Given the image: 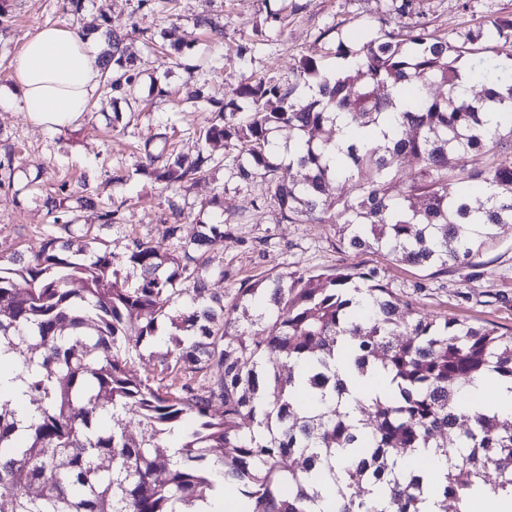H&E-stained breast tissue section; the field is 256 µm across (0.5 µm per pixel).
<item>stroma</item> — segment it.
<instances>
[{"instance_id": "obj_1", "label": "stroma", "mask_w": 512, "mask_h": 512, "mask_svg": "<svg viewBox=\"0 0 512 512\" xmlns=\"http://www.w3.org/2000/svg\"><path fill=\"white\" fill-rule=\"evenodd\" d=\"M415 7L422 20L453 38L468 32L471 19L489 33L498 18L512 15V0H416ZM281 11L286 20L272 21V14ZM203 14L224 26L220 53H212L204 28L197 24ZM106 18L136 56L134 101L113 104L93 97L77 124L57 131L33 126L21 110L0 108V159L11 156L14 169L11 183L0 185L1 266H9L16 252L38 251L53 232L56 196L51 186L66 180L71 196L64 204L75 230H90L96 248L119 258L136 238L176 253V243L165 238L162 225L173 202L182 210V237H192L201 221L223 224L224 243L210 253L208 280L228 296L244 281L274 270L375 267L394 293L411 302L417 317L448 316L512 328V224L485 244L468 268L419 269L371 249L344 248L331 225L282 220L264 186L244 187L224 168H213L205 180L171 193L140 167L147 151L195 157L199 134L213 114L203 104L185 100V83L206 76L211 93L220 97L245 76L291 81L299 54L324 29L335 28L337 38L350 45L362 26L396 29L391 0H174L168 13L139 7L138 0H85L77 15L64 10L63 0H11L0 23V95L19 97L11 63L38 29L93 30ZM167 28L189 42L175 65L145 44L147 36ZM244 44L250 46L249 54H240ZM155 80L167 84L169 95L150 94ZM87 193L119 210L121 223L101 224L94 211L80 208L77 199ZM216 195L222 201L218 208L211 202Z\"/></svg>"}]
</instances>
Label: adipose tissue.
<instances>
[{
  "label": "adipose tissue",
  "mask_w": 512,
  "mask_h": 512,
  "mask_svg": "<svg viewBox=\"0 0 512 512\" xmlns=\"http://www.w3.org/2000/svg\"><path fill=\"white\" fill-rule=\"evenodd\" d=\"M12 78L21 91L18 100L0 99V106L19 107L30 121L51 130L79 121L97 91L99 67L89 40L67 27L48 26L28 38L12 63ZM465 412L512 414V390L496 381L480 380L462 400ZM406 470L425 478L422 512H438L437 489L444 470L431 450L418 448L404 461Z\"/></svg>",
  "instance_id": "adipose-tissue-1"
}]
</instances>
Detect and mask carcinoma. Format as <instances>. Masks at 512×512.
<instances>
[{"instance_id":"cac0c4a2","label":"carcinoma","mask_w":512,"mask_h":512,"mask_svg":"<svg viewBox=\"0 0 512 512\" xmlns=\"http://www.w3.org/2000/svg\"><path fill=\"white\" fill-rule=\"evenodd\" d=\"M402 22L355 47L321 34L298 59L295 81L243 79L234 93L251 101L241 119L206 94L207 79L187 89L215 113L204 143L235 141L232 166L246 183L267 185L281 218L332 224L340 243L372 248L416 268H464L480 246L512 224V77L479 97L454 94L473 64L467 56L512 53V16L495 22L492 43L456 44L426 21H412L415 0H392ZM100 56L106 94L129 95L138 81L123 39L104 20ZM347 61L343 71L327 61ZM448 86L401 113L384 145L349 144L338 167L337 117L379 127L404 85ZM493 104L510 115L485 126ZM288 128V167L270 161V134ZM487 156L480 170L470 155ZM418 160L400 173L401 159ZM194 162L146 156L143 168L168 188L203 173ZM352 194H326L331 179ZM488 190L481 207L470 193ZM106 224L118 211L92 196ZM224 244V225L201 224L181 254L135 239L124 259L49 235L21 262L29 288L0 275V354L28 397L25 415L0 396V512H200L221 476L239 493L238 512H315L321 473L334 481L335 512H420L422 478L399 460L431 448L447 464L440 512H466L474 490L512 492V417L462 412L463 389L486 376L512 382V330L443 317L423 320L383 283L380 270L340 267L330 274L277 271L244 283L230 300L207 287L192 256ZM139 271L127 284L124 267ZM186 307L185 312L177 307ZM143 311L150 320H138ZM170 328L152 350L154 374L127 369L141 346ZM347 351L359 374L381 368L392 391L346 410L349 387L336 372ZM140 431L105 428L124 413ZM180 437L178 459L166 439Z\"/></svg>"}]
</instances>
